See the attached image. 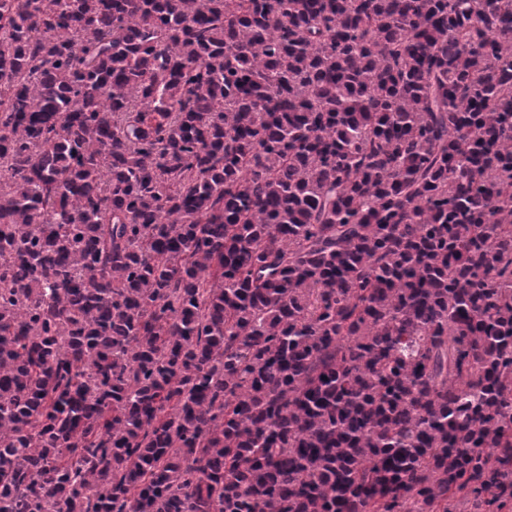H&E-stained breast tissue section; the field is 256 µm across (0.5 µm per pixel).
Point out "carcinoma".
Masks as SVG:
<instances>
[{"mask_svg":"<svg viewBox=\"0 0 512 512\" xmlns=\"http://www.w3.org/2000/svg\"><path fill=\"white\" fill-rule=\"evenodd\" d=\"M512 502V0H0V512Z\"/></svg>","mask_w":512,"mask_h":512,"instance_id":"obj_1","label":"carcinoma"}]
</instances>
